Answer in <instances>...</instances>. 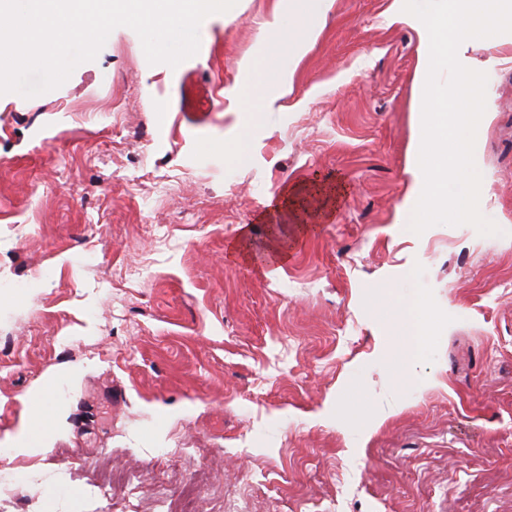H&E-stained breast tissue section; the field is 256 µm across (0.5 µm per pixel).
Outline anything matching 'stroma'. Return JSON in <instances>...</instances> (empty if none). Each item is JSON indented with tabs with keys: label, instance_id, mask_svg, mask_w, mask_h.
Masks as SVG:
<instances>
[{
	"label": "stroma",
	"instance_id": "35a3bbf8",
	"mask_svg": "<svg viewBox=\"0 0 512 512\" xmlns=\"http://www.w3.org/2000/svg\"><path fill=\"white\" fill-rule=\"evenodd\" d=\"M289 2L206 17L177 75L120 26L0 95V512H169L196 474L197 512H512V33L460 58L496 73L474 161L502 233L418 235L422 23L333 0L291 93L248 98ZM390 303L427 333L397 394Z\"/></svg>",
	"mask_w": 512,
	"mask_h": 512
}]
</instances>
